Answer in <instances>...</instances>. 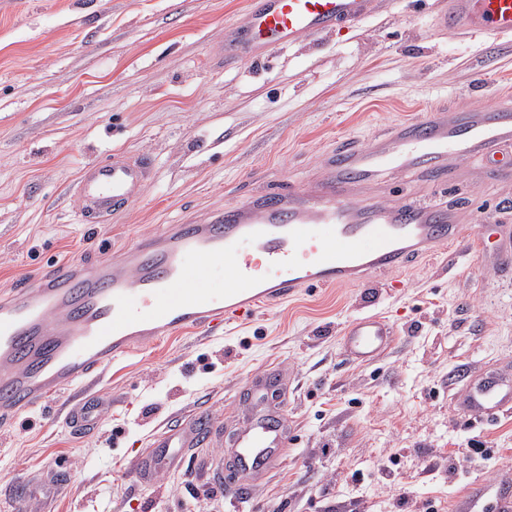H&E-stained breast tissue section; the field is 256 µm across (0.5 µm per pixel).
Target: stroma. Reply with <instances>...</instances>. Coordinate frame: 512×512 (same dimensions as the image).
<instances>
[{"instance_id": "obj_1", "label": "stroma", "mask_w": 512, "mask_h": 512, "mask_svg": "<svg viewBox=\"0 0 512 512\" xmlns=\"http://www.w3.org/2000/svg\"><path fill=\"white\" fill-rule=\"evenodd\" d=\"M439 0H377L358 26L304 37L268 58L227 64L224 32L249 0H0V294L53 263L119 257L143 237L279 186L302 188L326 152L363 147L433 105L469 109L512 96V43L438 28ZM146 162L135 204L79 221L72 187L88 161ZM386 178L395 202L441 193L465 234L405 268L262 307L217 336L187 332L113 364L97 386L112 408L97 432L71 427L70 395L0 425V503L18 481L66 486L54 512H452L462 483L512 464V414L470 425L453 409L459 373L512 366V260L475 245L512 225V180L459 165ZM374 312L398 328L374 365L347 361L339 337ZM275 366L292 444L233 502L210 478L208 448L142 485L133 461L166 424L207 414L224 435L253 404L250 379ZM481 435L490 459L449 482L448 459ZM401 456L390 478L388 449ZM212 489L204 498V489Z\"/></svg>"}]
</instances>
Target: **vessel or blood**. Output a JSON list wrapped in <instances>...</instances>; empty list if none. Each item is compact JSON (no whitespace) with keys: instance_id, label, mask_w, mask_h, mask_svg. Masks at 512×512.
<instances>
[{"instance_id":"b4317fda","label":"vessel or blood","mask_w":512,"mask_h":512,"mask_svg":"<svg viewBox=\"0 0 512 512\" xmlns=\"http://www.w3.org/2000/svg\"><path fill=\"white\" fill-rule=\"evenodd\" d=\"M375 0H251L244 22L224 36L225 62L260 58L269 50L359 23ZM442 28L469 36L512 39V0H448ZM479 156L512 177V106L435 112L407 122L367 147H337L305 195L263 192L207 218L168 225L122 258L88 266L60 262L0 296V424L69 392L73 428L97 429L110 402L94 391L103 371L147 344L196 329L209 332L252 317L308 288L358 284L407 265L459 237V216L439 202L393 206L362 203L361 195L392 171L446 174L452 159ZM149 167L115 155L83 165L75 184L76 215L111 216L143 195ZM225 267L232 285L209 287L206 265ZM265 275H256L257 265ZM397 329L366 314L341 333L345 356L357 364L382 359ZM268 373L252 378L256 402L230 441L238 480L281 462L290 443L285 414L267 409ZM457 412L468 422L512 413V376L490 371L465 377ZM211 426L191 415L163 428L139 452L143 484L181 466V451L206 442ZM512 512V472L467 485L455 512Z\"/></svg>"}]
</instances>
